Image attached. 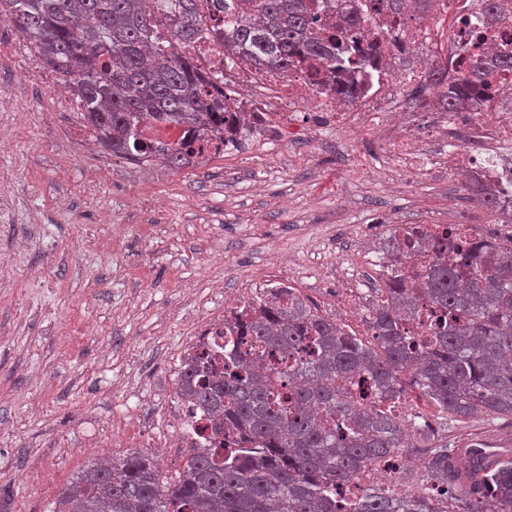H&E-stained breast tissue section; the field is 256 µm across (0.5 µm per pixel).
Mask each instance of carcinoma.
Instances as JSON below:
<instances>
[{"label": "carcinoma", "instance_id": "1", "mask_svg": "<svg viewBox=\"0 0 512 512\" xmlns=\"http://www.w3.org/2000/svg\"><path fill=\"white\" fill-rule=\"evenodd\" d=\"M173 0L169 28L158 20L168 0H0L9 22L44 63L60 73L86 105L84 119L112 155L158 158L180 169L191 143L160 148L145 141L146 122L185 126L202 135L218 129V104L185 48L205 29L199 4ZM312 0H216L224 10L228 46L282 73L299 64L317 83L349 74L360 59L342 43L358 37V19L343 15L332 29L315 28ZM430 82L450 109L484 108L448 100L455 76L435 63ZM467 263L443 257L424 270L418 287L399 283L396 265L384 273L388 294L375 308L369 346L336 319L288 288L247 306L228 324L246 347L189 353L177 396L213 415L220 443L190 450L172 483L158 463L132 450L94 464L60 493L53 512H444L438 486L468 512H512V450L490 455L450 448L422 426L386 410L416 393L436 406L442 425L475 414L512 417V245L466 250ZM432 307L423 334L405 327L418 301ZM293 360L268 368L256 350ZM419 437L413 464L421 490L395 496L370 489L357 500H336L338 488L382 458L403 455Z\"/></svg>", "mask_w": 512, "mask_h": 512}]
</instances>
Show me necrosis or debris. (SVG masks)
I'll use <instances>...</instances> for the list:
<instances>
[{
  "mask_svg": "<svg viewBox=\"0 0 512 512\" xmlns=\"http://www.w3.org/2000/svg\"><path fill=\"white\" fill-rule=\"evenodd\" d=\"M318 18L326 20L347 10L361 14L363 32L350 42V52L371 49L372 55L352 74L357 108L338 96L334 89L312 86L304 70L281 73L256 64L240 53L224 50L220 33L224 14L212 12L203 37L192 46L209 81L210 96L226 101L224 133L204 138L189 136L186 128L145 125L140 133L152 142L176 143L192 140V161L202 162L224 154L233 136L247 118L255 120V137L268 134L273 123L294 133L317 135L335 128L352 135L378 137L385 152L398 158L404 172L413 174L439 169L449 180H465L493 195L501 211L512 212V71L498 67L496 53L512 45V21L485 8L484 0H437L436 10L423 19L404 15L393 19L373 7L374 0H317ZM484 54L486 70L471 76L467 98L481 100L485 108L408 112L401 103L408 74L398 60L412 56L431 63L445 54L449 70H457L471 46ZM429 238L415 240L416 225H399L401 237L412 244L403 254L402 270L411 274L431 264L440 255L432 236L438 225L424 227ZM383 297L382 290L362 287L359 274L347 260L336 271V313L340 317L369 321ZM176 423L159 436L160 446L191 448L202 438V416L191 406L178 404Z\"/></svg>",
  "mask_w": 512,
  "mask_h": 512,
  "instance_id": "obj_1",
  "label": "necrosis or debris"
}]
</instances>
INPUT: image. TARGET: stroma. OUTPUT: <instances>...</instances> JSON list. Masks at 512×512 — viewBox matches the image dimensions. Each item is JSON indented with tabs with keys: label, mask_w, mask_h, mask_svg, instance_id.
<instances>
[{
	"label": "stroma",
	"mask_w": 512,
	"mask_h": 512,
	"mask_svg": "<svg viewBox=\"0 0 512 512\" xmlns=\"http://www.w3.org/2000/svg\"><path fill=\"white\" fill-rule=\"evenodd\" d=\"M33 52L0 21V512H53L93 463L148 451L177 401L180 351L242 289L265 295L276 258L330 315L336 257L361 252L363 224L445 223L452 197L487 221L465 186L336 131L182 169L87 152ZM511 432L476 416L447 435L461 448Z\"/></svg>",
	"instance_id": "stroma-1"
}]
</instances>
